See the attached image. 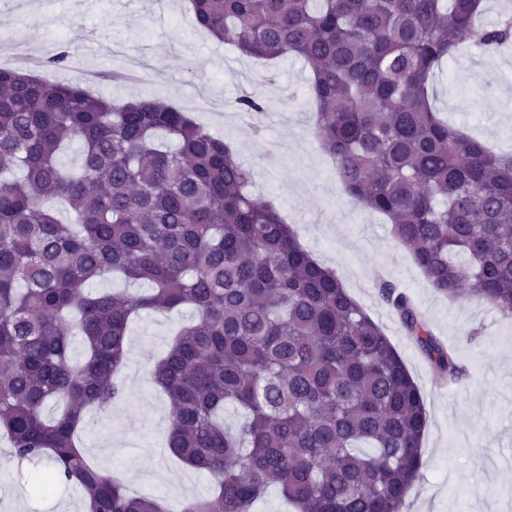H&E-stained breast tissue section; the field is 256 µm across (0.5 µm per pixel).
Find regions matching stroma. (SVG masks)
<instances>
[{"instance_id": "stroma-1", "label": "stroma", "mask_w": 512, "mask_h": 512, "mask_svg": "<svg viewBox=\"0 0 512 512\" xmlns=\"http://www.w3.org/2000/svg\"><path fill=\"white\" fill-rule=\"evenodd\" d=\"M72 57L44 70L52 82L93 70V93L123 101L159 98L185 107L214 102L195 115L257 173L252 192L273 201L301 244L335 269L350 294L378 322L420 388L428 424L421 442L423 479L403 512H512V320L475 297L455 300L423 278L384 217L342 191L312 125L310 69L292 54L276 62L279 86L265 82L263 61L240 55L198 28L188 0H0V54ZM437 105L449 121L497 152H512V47L490 53L473 42L438 73ZM263 99L266 130L238 112L237 98ZM386 279L411 295L431 332L453 350L464 374L449 381L433 369L378 296ZM191 309L143 313L130 329L122 370L124 401L89 412L82 446L102 470L121 473L130 492L181 503L213 492L205 472L173 462L164 447L169 407L150 383L149 363L163 353ZM45 461L18 464L0 476V500L12 512H80L79 488L44 492Z\"/></svg>"}]
</instances>
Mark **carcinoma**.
I'll return each mask as SVG.
<instances>
[{
	"label": "carcinoma",
	"mask_w": 512,
	"mask_h": 512,
	"mask_svg": "<svg viewBox=\"0 0 512 512\" xmlns=\"http://www.w3.org/2000/svg\"><path fill=\"white\" fill-rule=\"evenodd\" d=\"M190 6L244 56L302 57L344 192L391 221L431 287L512 316V156L448 126L429 92L464 36L511 44V16L482 25V0ZM237 105L264 111L248 93ZM73 143L74 171L58 160ZM255 175L183 109L0 69V435L10 457L49 463L43 489L79 488L88 512H166L93 464L77 432L89 408L125 397L133 317L187 307L194 319L150 370L170 400L166 448L214 487L180 512H249L270 486L297 512H402L423 478L421 391L336 272L249 193ZM116 275L149 288L85 290ZM378 295L438 372L463 375L404 292L384 281ZM228 405L246 414L236 430Z\"/></svg>",
	"instance_id": "1"
}]
</instances>
